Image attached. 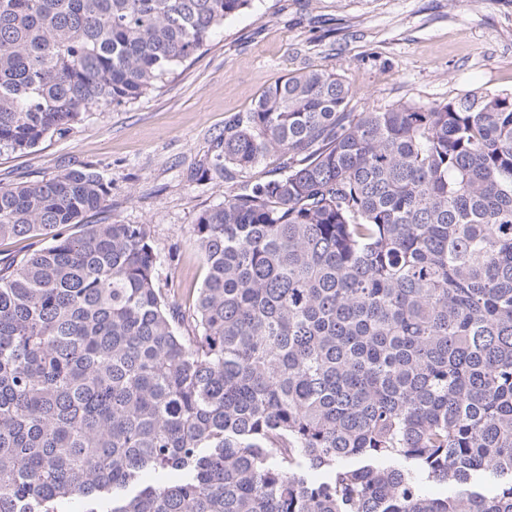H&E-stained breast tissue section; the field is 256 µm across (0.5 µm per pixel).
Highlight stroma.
Returning a JSON list of instances; mask_svg holds the SVG:
<instances>
[{
	"label": "stroma",
	"mask_w": 512,
	"mask_h": 512,
	"mask_svg": "<svg viewBox=\"0 0 512 512\" xmlns=\"http://www.w3.org/2000/svg\"><path fill=\"white\" fill-rule=\"evenodd\" d=\"M307 69L338 74L358 112L512 94V0H255L161 89L92 110L28 152L0 151V184L92 166L111 184L113 220L150 226L161 285L189 305L206 276L191 226L224 199L223 180L189 173L207 165L225 119Z\"/></svg>",
	"instance_id": "stroma-1"
}]
</instances>
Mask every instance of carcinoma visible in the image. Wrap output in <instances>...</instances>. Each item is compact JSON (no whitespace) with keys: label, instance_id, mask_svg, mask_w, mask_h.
I'll return each mask as SVG.
<instances>
[{"label":"carcinoma","instance_id":"obj_1","mask_svg":"<svg viewBox=\"0 0 512 512\" xmlns=\"http://www.w3.org/2000/svg\"><path fill=\"white\" fill-rule=\"evenodd\" d=\"M253 2L0 0V150ZM351 98L304 70L224 121L187 312L96 170L0 185V240L50 238L0 264V512H512V94Z\"/></svg>","mask_w":512,"mask_h":512}]
</instances>
